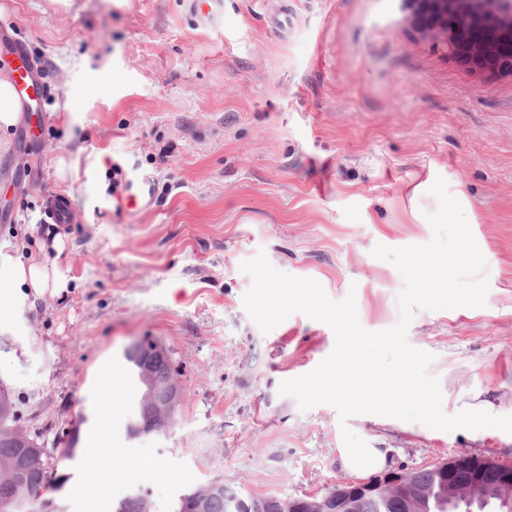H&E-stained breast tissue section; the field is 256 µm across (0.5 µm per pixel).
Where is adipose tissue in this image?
Segmentation results:
<instances>
[{
  "label": "adipose tissue",
  "instance_id": "adipose-tissue-1",
  "mask_svg": "<svg viewBox=\"0 0 512 512\" xmlns=\"http://www.w3.org/2000/svg\"><path fill=\"white\" fill-rule=\"evenodd\" d=\"M0 279L7 285L0 294V326L15 321L25 289L42 295L55 293L65 285L56 268L47 265L41 256H22L7 243L0 244Z\"/></svg>",
  "mask_w": 512,
  "mask_h": 512
}]
</instances>
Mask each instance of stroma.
I'll use <instances>...</instances> for the list:
<instances>
[{"instance_id": "obj_1", "label": "stroma", "mask_w": 512, "mask_h": 512, "mask_svg": "<svg viewBox=\"0 0 512 512\" xmlns=\"http://www.w3.org/2000/svg\"><path fill=\"white\" fill-rule=\"evenodd\" d=\"M43 64L51 93L39 149L0 143V242L41 252L68 281L29 294L0 333V380L63 481V512H98L140 492L152 512L213 479L252 494H323L347 478L343 428L414 470L459 452L512 465V434L445 432L327 404L301 410L282 381L334 349L301 312L270 332L247 314L244 261L354 296L371 332L400 317L403 279L372 251L424 245L430 189L444 179L485 259L481 307L416 311L407 338L431 353L447 415H512V76H490L416 28L405 0H0ZM121 168L113 178V168ZM153 199L126 211L142 177ZM63 195L72 221L43 219ZM149 336L180 369L173 427L129 437L143 392L123 349ZM100 447L88 477L85 448ZM142 460L162 478L131 473Z\"/></svg>"}]
</instances>
